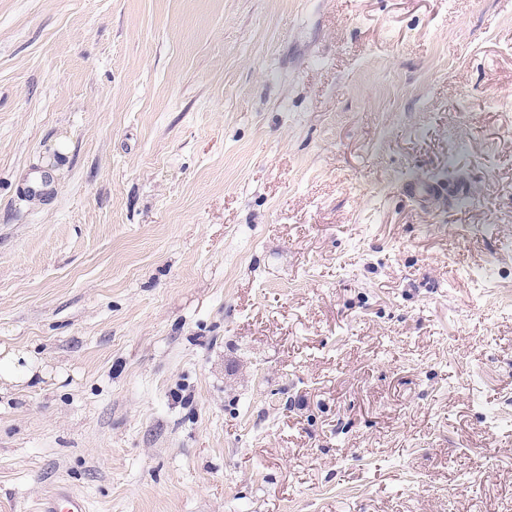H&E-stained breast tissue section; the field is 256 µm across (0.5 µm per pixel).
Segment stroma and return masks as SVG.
I'll list each match as a JSON object with an SVG mask.
<instances>
[{"label":"stroma","instance_id":"35a3bbf8","mask_svg":"<svg viewBox=\"0 0 512 512\" xmlns=\"http://www.w3.org/2000/svg\"><path fill=\"white\" fill-rule=\"evenodd\" d=\"M506 239L512 0H0V512H512ZM406 186L409 196L418 202L443 196L448 197V202L451 204L469 194L462 179L447 181L446 179L420 178L409 180ZM37 512H89L86 501L58 486L51 494L45 496L39 503Z\"/></svg>","mask_w":512,"mask_h":512}]
</instances>
